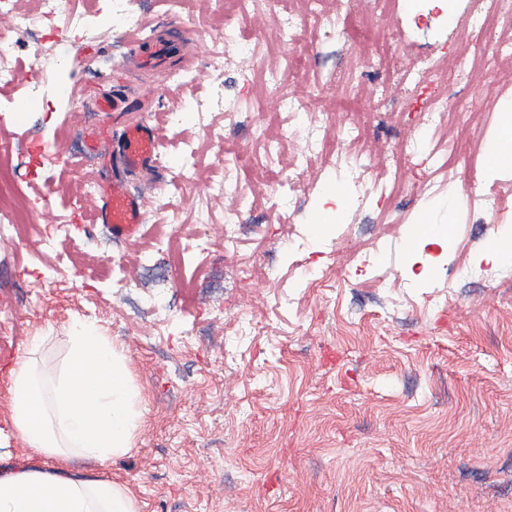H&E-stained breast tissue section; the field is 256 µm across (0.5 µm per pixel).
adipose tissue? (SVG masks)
Listing matches in <instances>:
<instances>
[{"mask_svg": "<svg viewBox=\"0 0 512 512\" xmlns=\"http://www.w3.org/2000/svg\"><path fill=\"white\" fill-rule=\"evenodd\" d=\"M68 351L57 374L38 373L34 353L45 340L35 330L11 369V426L46 457L126 454L137 429L139 394L122 351L92 322L65 328ZM0 512H139L123 484L18 469L0 476Z\"/></svg>", "mask_w": 512, "mask_h": 512, "instance_id": "adipose-tissue-1", "label": "adipose tissue"}]
</instances>
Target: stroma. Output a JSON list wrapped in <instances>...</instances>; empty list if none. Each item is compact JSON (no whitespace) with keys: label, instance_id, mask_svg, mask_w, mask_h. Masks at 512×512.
<instances>
[{"label":"stroma","instance_id":"1","mask_svg":"<svg viewBox=\"0 0 512 512\" xmlns=\"http://www.w3.org/2000/svg\"><path fill=\"white\" fill-rule=\"evenodd\" d=\"M397 0L375 20L376 36L362 46L349 37L303 48L302 77L285 91L264 89L256 63L226 52L219 69L186 67L170 56L148 64L132 58L128 33L107 25L67 29L46 16L38 37L43 52L29 62L24 46L11 59L28 82L0 86V99L32 100L25 112H0V157L16 162L13 200L25 220L0 235V429L10 430V369L36 329L48 338L36 360L44 373L65 362L67 323L101 326L122 348L140 392L132 449L104 461L49 458L10 438L0 475L24 465L128 486L140 512H512V256L485 257L490 239L505 237L507 217L479 212L469 242L458 226L462 197L476 182L497 180L512 192V166L492 165L504 127L512 123V56L497 73L447 74L441 94L462 95L474 108L449 136L478 153L484 165L459 166L443 186L419 194L432 173L409 174L406 198L378 199L364 212L346 205L341 223L316 229L324 190L336 172L312 160L307 182L316 186L296 208L276 206L262 164L244 174L248 202L224 180V142L254 143L282 110L281 93L303 100L327 97L335 118L301 114L306 133L324 134L370 108L365 140L367 180L388 173L419 122L418 104L402 80L417 60L437 63L452 49L487 51L463 19L466 0ZM153 35L168 41L194 33L208 49L220 20L208 0H133ZM433 10L435 26L420 30L407 10ZM68 40H59V32ZM397 67L380 78L377 57ZM194 91L175 78L185 69ZM115 98L119 117L98 111L99 97ZM186 112L179 126L165 123ZM157 127L166 162L131 180V192L149 200L150 220L135 240L114 238L94 210L97 184L116 167L125 124ZM217 134L202 138L204 127ZM60 141L70 166L47 158L31 174L25 149ZM195 146L198 190L181 196L169 213L156 195L170 183ZM235 218L236 255L224 250V225ZM407 225L380 266L392 285L365 291L359 266L344 263L355 242ZM436 226L423 234L421 223ZM69 234L54 248L44 239L53 225ZM304 236L301 260L285 242V227ZM204 231L207 250L187 246ZM461 257L475 268L454 290L442 288L441 262ZM279 265L272 282L242 285L239 262ZM323 266L329 282L313 281ZM29 288L17 290L19 275ZM166 297L172 307L156 322L143 305ZM254 329H242V313Z\"/></svg>","mask_w":512,"mask_h":512}]
</instances>
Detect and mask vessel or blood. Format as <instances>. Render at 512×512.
<instances>
[{
    "label": "vessel or blood",
    "mask_w": 512,
    "mask_h": 512,
    "mask_svg": "<svg viewBox=\"0 0 512 512\" xmlns=\"http://www.w3.org/2000/svg\"><path fill=\"white\" fill-rule=\"evenodd\" d=\"M157 134L154 128L139 125L128 127L119 148L121 174L100 184L97 203L103 223L112 227L117 238H130L143 222L147 204L127 187L130 177L152 170L155 166Z\"/></svg>",
    "instance_id": "obj_1"
}]
</instances>
